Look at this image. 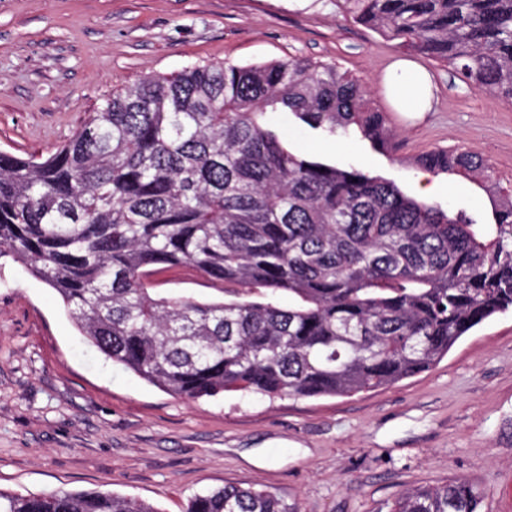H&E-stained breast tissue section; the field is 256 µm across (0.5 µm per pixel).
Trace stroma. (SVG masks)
<instances>
[{
	"label": "stroma",
	"instance_id": "stroma-1",
	"mask_svg": "<svg viewBox=\"0 0 512 512\" xmlns=\"http://www.w3.org/2000/svg\"><path fill=\"white\" fill-rule=\"evenodd\" d=\"M333 62L387 112L394 149L354 134L333 143L294 113L271 125L291 151L355 163L409 196L491 223L489 193L439 174L423 195L415 159L464 148L512 186V105L446 65L406 57L348 16L342 0H0V151L49 155L104 100L140 79L228 61ZM411 60L431 108H395L385 77ZM165 294L218 301L195 269L153 273ZM462 478L479 512H512V311L462 336L435 366L343 397L270 399L241 391L186 401L89 345L57 293L0 256V490H100L161 512L234 483L271 491L294 512H392L407 490Z\"/></svg>",
	"mask_w": 512,
	"mask_h": 512
}]
</instances>
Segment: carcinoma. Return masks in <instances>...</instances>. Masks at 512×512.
I'll return each mask as SVG.
<instances>
[{"instance_id": "carcinoma-1", "label": "carcinoma", "mask_w": 512, "mask_h": 512, "mask_svg": "<svg viewBox=\"0 0 512 512\" xmlns=\"http://www.w3.org/2000/svg\"><path fill=\"white\" fill-rule=\"evenodd\" d=\"M352 19L512 104V0H345ZM286 108L325 138L393 147L387 113L333 62L193 66L112 94L53 153H0V254L55 289L87 341L168 393L344 396L396 384L512 310V190L467 149L415 163L465 176L493 223L407 196L356 166L286 148ZM191 266L262 301L199 302L147 287ZM288 295V305L280 296ZM464 479L403 494L394 512H478ZM0 512H159L101 492H0ZM186 512H292L226 484Z\"/></svg>"}]
</instances>
